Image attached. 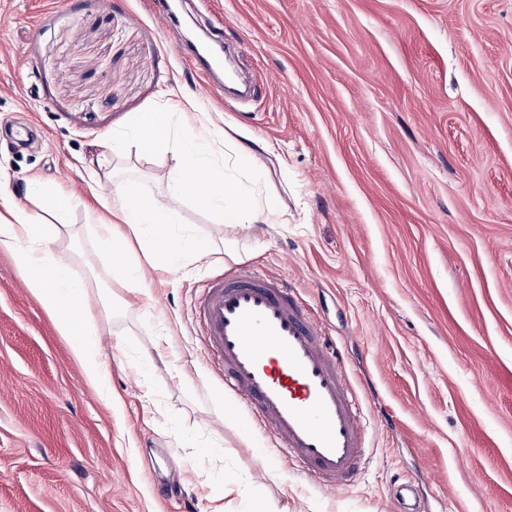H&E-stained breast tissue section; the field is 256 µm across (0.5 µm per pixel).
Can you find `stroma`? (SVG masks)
Listing matches in <instances>:
<instances>
[{
    "instance_id": "obj_1",
    "label": "stroma",
    "mask_w": 512,
    "mask_h": 512,
    "mask_svg": "<svg viewBox=\"0 0 512 512\" xmlns=\"http://www.w3.org/2000/svg\"><path fill=\"white\" fill-rule=\"evenodd\" d=\"M0 0V171L77 204L53 241L84 284L112 364L83 367L0 247V512H512V0ZM222 23L253 86L203 90L178 52ZM217 124L228 180L261 177L271 224L231 227L194 197L210 243L146 266L133 298L97 238V175L163 198L169 155L113 132L166 99ZM36 124L30 145L16 129ZM259 148L237 155L236 142ZM297 288L346 356L370 423L360 479L326 491L268 443L205 362L193 300L241 264Z\"/></svg>"
}]
</instances>
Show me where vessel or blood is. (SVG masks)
<instances>
[{
    "instance_id": "obj_1",
    "label": "vessel or blood",
    "mask_w": 512,
    "mask_h": 512,
    "mask_svg": "<svg viewBox=\"0 0 512 512\" xmlns=\"http://www.w3.org/2000/svg\"><path fill=\"white\" fill-rule=\"evenodd\" d=\"M209 77L223 71L219 55L191 54ZM196 321L209 356L282 454L321 488L358 478L368 452V423L351 389L343 356L296 288L250 265L208 281Z\"/></svg>"
}]
</instances>
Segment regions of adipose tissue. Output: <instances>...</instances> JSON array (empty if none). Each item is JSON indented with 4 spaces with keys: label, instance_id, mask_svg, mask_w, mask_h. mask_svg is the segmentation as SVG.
<instances>
[{
    "label": "adipose tissue",
    "instance_id": "1",
    "mask_svg": "<svg viewBox=\"0 0 512 512\" xmlns=\"http://www.w3.org/2000/svg\"><path fill=\"white\" fill-rule=\"evenodd\" d=\"M223 137V129L217 126L203 134L195 133L190 120H177L167 109L141 114L129 128L113 133L115 154H124L132 143L144 151L160 146L175 161L167 200L131 194L118 181L108 192L94 194L105 212L95 223L98 236L106 244L123 246L120 264L135 296L147 295L148 289L141 263L132 255L134 244L144 245L150 258L171 270L177 269L187 255L208 251L206 242L172 229L180 221L178 203L182 198H199L224 224L266 223L275 215L271 204L258 202L245 186L232 188L225 183L224 167L211 152L212 143ZM58 234L56 225L33 220L19 204L9 180L0 178V246L12 249L27 288L40 299L59 333L67 338L72 353L83 365L86 380L103 388L109 381L110 366L100 353L97 316L87 289L50 246L52 237Z\"/></svg>",
    "mask_w": 512,
    "mask_h": 512
}]
</instances>
